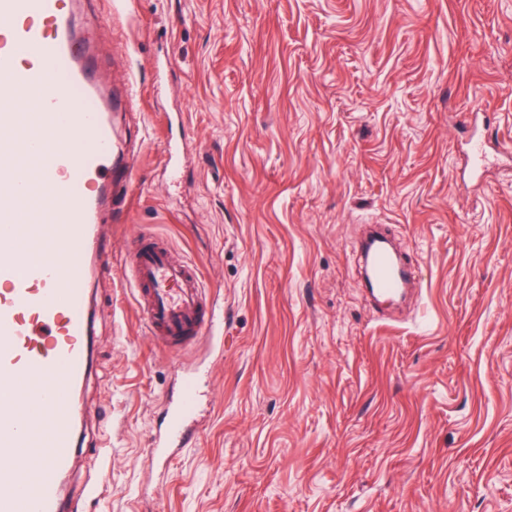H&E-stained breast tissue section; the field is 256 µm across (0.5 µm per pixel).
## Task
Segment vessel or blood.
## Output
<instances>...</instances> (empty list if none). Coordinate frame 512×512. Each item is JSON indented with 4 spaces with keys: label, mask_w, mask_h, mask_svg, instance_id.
<instances>
[{
    "label": "vessel or blood",
    "mask_w": 512,
    "mask_h": 512,
    "mask_svg": "<svg viewBox=\"0 0 512 512\" xmlns=\"http://www.w3.org/2000/svg\"><path fill=\"white\" fill-rule=\"evenodd\" d=\"M73 14V0H0V512H66L94 351L89 284L112 266L102 215L115 168L128 179L134 170L117 156L112 96ZM29 99L22 136L15 108ZM365 249L374 293L401 294L411 274L384 236ZM123 263L155 340L178 350L223 332V306L203 302L196 268L174 261L164 239L131 237ZM198 401L186 374L152 437L154 462L188 445Z\"/></svg>",
    "instance_id": "vessel-or-blood-1"
}]
</instances>
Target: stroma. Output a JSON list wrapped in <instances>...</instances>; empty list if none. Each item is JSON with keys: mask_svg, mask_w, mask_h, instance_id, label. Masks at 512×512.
<instances>
[{"mask_svg": "<svg viewBox=\"0 0 512 512\" xmlns=\"http://www.w3.org/2000/svg\"><path fill=\"white\" fill-rule=\"evenodd\" d=\"M74 15L136 168L91 285L66 478L81 512H512V0H76ZM367 224L421 282L384 314L356 249ZM140 233L197 266L222 335L151 340L121 264ZM186 372L196 442L162 479L150 439Z\"/></svg>", "mask_w": 512, "mask_h": 512, "instance_id": "stroma-1", "label": "stroma"}]
</instances>
